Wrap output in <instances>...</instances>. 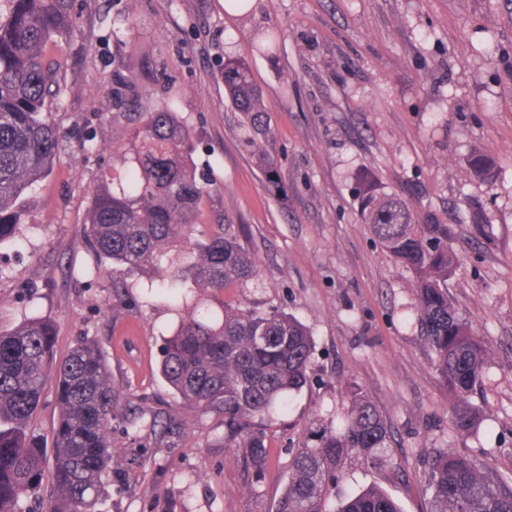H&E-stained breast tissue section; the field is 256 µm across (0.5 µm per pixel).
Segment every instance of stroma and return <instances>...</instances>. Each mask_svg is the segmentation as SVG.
<instances>
[{"instance_id": "35a3bbf8", "label": "stroma", "mask_w": 512, "mask_h": 512, "mask_svg": "<svg viewBox=\"0 0 512 512\" xmlns=\"http://www.w3.org/2000/svg\"><path fill=\"white\" fill-rule=\"evenodd\" d=\"M77 10V33L61 47L71 91L53 112L54 168L16 243L0 247V330L43 317L57 324L59 355L84 338L103 348L136 410L134 427L114 426L107 512H275L294 452L337 425L350 385L391 439L350 453L340 490L376 484L403 512H428L424 462L443 448L512 476V0H257L240 16L223 0H79ZM264 28L280 37L265 55L254 42ZM228 56L249 63L263 92L261 134L224 95ZM120 80L128 89L116 102ZM160 105L194 133L209 189L199 230L240 225L258 260L253 280L207 297L209 314L282 310L314 340L309 384L267 423L270 463L257 484L224 446L223 415L184 407L160 373L180 315L152 289L153 271H89L92 193L103 172L127 167L139 112ZM89 136L95 149L83 146ZM477 149L496 164L494 184L468 166ZM262 155L283 194L269 192ZM365 172L419 219L454 228L448 291L490 349L471 397L485 420L469 437L451 425L411 277L360 218L352 190ZM473 203L492 230L485 246L473 237Z\"/></svg>"}]
</instances>
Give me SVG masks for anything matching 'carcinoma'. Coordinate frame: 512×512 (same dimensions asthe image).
I'll return each instance as SVG.
<instances>
[{
	"instance_id": "1",
	"label": "carcinoma",
	"mask_w": 512,
	"mask_h": 512,
	"mask_svg": "<svg viewBox=\"0 0 512 512\" xmlns=\"http://www.w3.org/2000/svg\"><path fill=\"white\" fill-rule=\"evenodd\" d=\"M0 14V246L13 242L25 224L26 200L53 167L58 142L52 122L67 86L62 66L48 50L75 34V0H3ZM230 103L258 128L267 112L248 63L224 60ZM132 155L122 177L104 175L87 215L95 272L111 264L128 273L147 266L169 275L159 287L176 306L188 304L194 288L222 293L254 279L255 258L241 242L237 224H220L195 236L198 209L209 193L197 178L193 133L163 106L135 126ZM472 173L491 183L495 166L480 151L468 158ZM124 183L113 189L114 180ZM360 215L374 238L411 276L421 334L448 393L455 431L466 436L482 422L470 401L490 352L448 294L458 256L450 224H420L405 198L385 190L369 173L355 185ZM204 298L180 317L161 349L160 370L184 406L224 413V447L244 449L255 479L269 462L263 420L286 409L290 397L310 380L313 341L294 316L224 306L214 320L198 310ZM56 326L31 318L0 331V512H104L112 486L116 444L112 421L126 403L112 384L105 353L92 339L56 356ZM55 384L59 416L52 436L54 462L48 501L42 445L30 423L47 382ZM390 431L375 405L355 386L347 389L344 422L321 433L292 457L276 512H328L336 471L354 450L386 446ZM429 512H512V480L475 457L452 448L426 461ZM336 512H400L376 485L346 496Z\"/></svg>"
}]
</instances>
